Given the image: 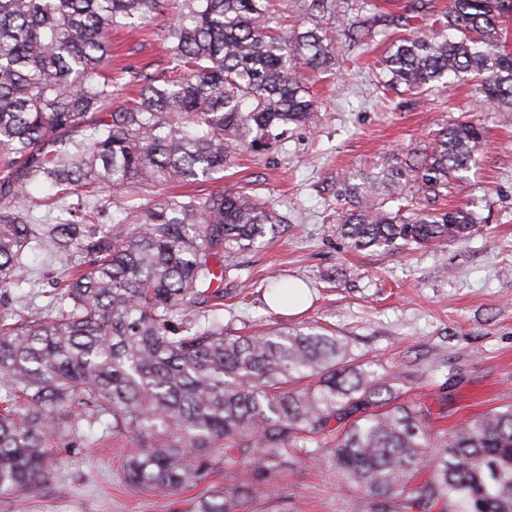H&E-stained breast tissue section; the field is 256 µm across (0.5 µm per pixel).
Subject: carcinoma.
I'll list each match as a JSON object with an SVG mask.
<instances>
[{
  "instance_id": "obj_1",
  "label": "carcinoma",
  "mask_w": 512,
  "mask_h": 512,
  "mask_svg": "<svg viewBox=\"0 0 512 512\" xmlns=\"http://www.w3.org/2000/svg\"><path fill=\"white\" fill-rule=\"evenodd\" d=\"M173 2L167 73H133L136 96L114 108L120 88L101 72L112 29L155 19L164 0H0V288L26 281L33 242L66 256L68 279L52 315L0 309V493L37 489L50 440L103 424L130 439L126 476L156 496L224 469L231 489L209 491L200 512H242L295 459L334 468L368 512H512V404L439 436L448 400L395 404L397 376L351 361L336 337L228 335L210 316L239 253L278 234L273 203L224 189L163 196L128 228L97 219L107 191L210 180L237 152L265 154L288 126L313 124L301 71L336 66L323 20L335 0H305L292 30L268 0ZM344 3L349 45L389 41L376 89L421 100L469 83L512 115V0H448L438 15L434 0ZM483 139L479 118L457 120L411 162L344 176L336 232L356 249L472 234L485 223L475 200L439 202L469 181ZM33 183L78 219L29 224L9 203Z\"/></svg>"
}]
</instances>
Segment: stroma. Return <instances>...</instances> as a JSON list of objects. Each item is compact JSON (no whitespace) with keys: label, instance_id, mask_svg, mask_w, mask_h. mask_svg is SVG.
<instances>
[{"label":"stroma","instance_id":"stroma-1","mask_svg":"<svg viewBox=\"0 0 512 512\" xmlns=\"http://www.w3.org/2000/svg\"><path fill=\"white\" fill-rule=\"evenodd\" d=\"M166 17L112 36V76L158 71L165 58ZM386 44L342 50L332 73L309 82L318 103L312 127L290 129L264 156L238 154L222 178L176 186L208 196L242 187L273 199L285 222L272 239L239 254L224 281L218 316L225 332L273 328L316 331L341 340L356 363L398 373L403 403L448 399L445 427L512 403V120L477 108L463 85L435 89L414 103L393 95L383 103L371 80ZM478 113L487 138L465 194L488 221L464 240L401 249H351L334 231L341 204L336 183L424 150L442 127ZM25 282L8 288V303L45 314L61 264L46 253H24ZM304 283L305 310H272L266 298L280 283ZM125 439L101 428L80 443H51V474L38 490L0 496V512H198L208 489L224 486L215 472L207 486H187L166 498L130 485L122 471ZM360 496L333 468L300 461L277 475L249 512H358Z\"/></svg>","mask_w":512,"mask_h":512}]
</instances>
